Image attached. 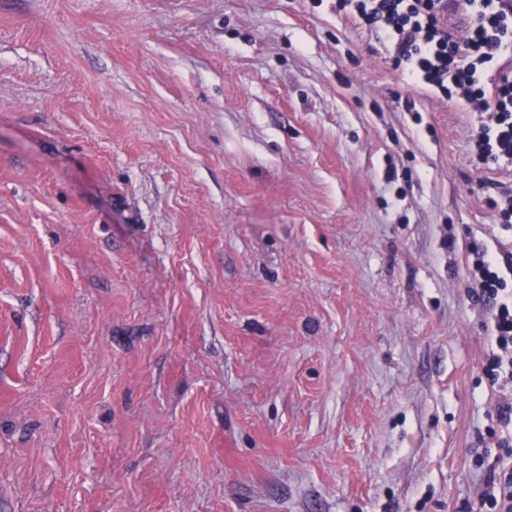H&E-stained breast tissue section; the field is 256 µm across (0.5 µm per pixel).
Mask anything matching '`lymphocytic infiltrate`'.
<instances>
[{
  "instance_id": "f902f5d3",
  "label": "lymphocytic infiltrate",
  "mask_w": 512,
  "mask_h": 512,
  "mask_svg": "<svg viewBox=\"0 0 512 512\" xmlns=\"http://www.w3.org/2000/svg\"><path fill=\"white\" fill-rule=\"evenodd\" d=\"M361 27L384 33L392 66L446 100L461 97L491 110L473 128L469 150L485 167L512 165V0H339ZM512 258L474 252L477 297L490 309L493 346L486 371L512 381Z\"/></svg>"
}]
</instances>
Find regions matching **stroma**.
Returning a JSON list of instances; mask_svg holds the SVG:
<instances>
[{
    "instance_id": "stroma-1",
    "label": "stroma",
    "mask_w": 512,
    "mask_h": 512,
    "mask_svg": "<svg viewBox=\"0 0 512 512\" xmlns=\"http://www.w3.org/2000/svg\"><path fill=\"white\" fill-rule=\"evenodd\" d=\"M336 0H0V512H479V110Z\"/></svg>"
}]
</instances>
